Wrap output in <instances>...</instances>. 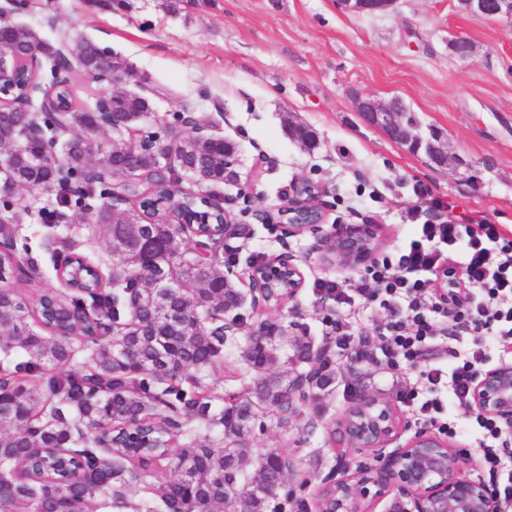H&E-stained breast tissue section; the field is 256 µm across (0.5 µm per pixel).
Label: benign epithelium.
Instances as JSON below:
<instances>
[{
  "label": "benign epithelium",
  "mask_w": 512,
  "mask_h": 512,
  "mask_svg": "<svg viewBox=\"0 0 512 512\" xmlns=\"http://www.w3.org/2000/svg\"><path fill=\"white\" fill-rule=\"evenodd\" d=\"M396 0H341L347 11L380 14L389 12ZM466 12L496 21H512V0H462ZM16 53L0 48V86L17 73ZM354 107L367 124L381 129L396 143L408 148L426 149L438 163L448 162V154L418 131V125L404 124L407 111L399 99L387 102L368 94H358ZM319 190L309 179L298 182L288 208L279 211V222L291 235L321 232L324 214L315 204ZM378 226L346 224L331 234L325 261L342 268L364 264L377 247ZM252 301H264L268 288L288 290L295 298L304 286L300 266L287 256H275L247 271ZM473 409L502 418L512 424V363L477 375L473 386ZM397 410L393 402L361 395L347 409L341 423V438L351 448L373 452L376 465L356 475L336 474L326 478L316 494V512H374L384 504V512H500L496 496L482 482L463 474L465 457L435 433L419 429L405 443L386 451L396 439Z\"/></svg>",
  "instance_id": "benign-epithelium-1"
}]
</instances>
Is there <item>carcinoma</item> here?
<instances>
[{"label": "carcinoma", "mask_w": 512, "mask_h": 512, "mask_svg": "<svg viewBox=\"0 0 512 512\" xmlns=\"http://www.w3.org/2000/svg\"><path fill=\"white\" fill-rule=\"evenodd\" d=\"M4 44L21 54L37 41L22 26L4 32ZM39 42V41H37ZM47 53L56 48L39 42ZM82 73L96 82L106 52L88 41L75 47ZM59 113L38 125L29 112H0V148L14 192L38 189L56 206L38 210L39 249L50 260L58 288L29 301L15 287L44 278L39 256L14 216L0 219V512H95L114 506L129 512H286L285 457L271 450L257 459L248 446L258 408L286 424L290 370L273 372L284 351L276 337L247 338L240 359L253 374L238 399L225 406L210 387L224 367V346L214 331L224 316L239 319L240 289L224 279V252L187 263L189 241L209 238L220 215L205 199L183 195L165 212L169 173L185 171L200 185L224 182V148L218 138L187 129L156 151L97 142L103 121L95 106L77 100L75 83L50 84ZM116 117L130 126L152 114L141 95L116 99ZM303 150L316 144L304 124L290 125ZM98 224L108 237L111 266L80 252L66 211ZM311 339H297L298 364L310 357ZM333 358H324L306 399L335 381ZM203 428L216 444L197 441ZM165 463L132 502L127 491L140 471Z\"/></svg>", "instance_id": "carcinoma-1"}]
</instances>
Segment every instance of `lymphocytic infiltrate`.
<instances>
[{"label":"lymphocytic infiltrate","mask_w":512,"mask_h":512,"mask_svg":"<svg viewBox=\"0 0 512 512\" xmlns=\"http://www.w3.org/2000/svg\"><path fill=\"white\" fill-rule=\"evenodd\" d=\"M428 212V220L415 225L397 260L374 265L354 284L338 278L318 279L314 291L336 304V315L327 325L340 347L351 335L352 294L389 307L391 318L378 335L376 348L391 366L436 360V367L424 376L431 385L447 384V398L422 399L414 390L407 394L408 399H420V414L435 423L446 403L463 409L470 406L472 386L483 361L482 353L475 351L451 370L439 368V361L449 355L447 338L485 333L502 349L512 350V239L505 237L499 225L486 221L443 220L444 207L438 202ZM451 262L460 266L466 286L449 287L443 301L437 297L431 276ZM474 421L484 435L483 467L496 494L512 512V443L502 439L495 417L478 414Z\"/></svg>","instance_id":"1"}]
</instances>
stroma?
<instances>
[{
    "instance_id": "stroma-1",
    "label": "stroma",
    "mask_w": 512,
    "mask_h": 512,
    "mask_svg": "<svg viewBox=\"0 0 512 512\" xmlns=\"http://www.w3.org/2000/svg\"><path fill=\"white\" fill-rule=\"evenodd\" d=\"M30 28L57 46L85 40L124 58L135 78L118 88L151 99L145 131L166 137L178 112L203 119L207 134L238 147L236 181L211 192L244 229L225 239L234 254L229 277L246 288L256 258L287 254L307 284L273 317L291 337L321 340L334 302L312 285L321 278L358 280L361 268L323 263L315 235L291 236L263 223L293 184L307 178L321 190L324 232L336 225L375 224L378 256L397 255L411 232L407 210L434 199L449 215L500 225L512 237V22L466 13L460 0H397L388 13L346 11L340 0H0V20ZM465 36L476 50L459 59L450 40ZM401 99L422 135H436L449 162L437 164L365 123L355 94ZM317 136L305 151L289 122ZM352 337L336 349V383L320 400L301 402L289 430L261 416L249 439L255 454L287 455L300 476L294 512H312L322 479L373 464L372 454L338 447L340 420L355 395L394 401L402 422L424 425L406 393L421 367L388 365L376 353L390 313L356 301ZM457 429L449 442L468 456V477L487 481L482 435L467 413L450 407Z\"/></svg>"
}]
</instances>
